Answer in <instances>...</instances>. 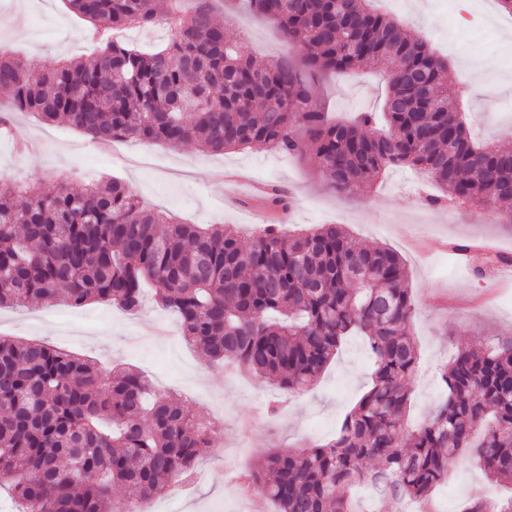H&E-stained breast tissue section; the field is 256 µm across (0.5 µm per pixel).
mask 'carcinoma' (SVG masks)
<instances>
[{
    "instance_id": "cac0c4a2",
    "label": "carcinoma",
    "mask_w": 512,
    "mask_h": 512,
    "mask_svg": "<svg viewBox=\"0 0 512 512\" xmlns=\"http://www.w3.org/2000/svg\"><path fill=\"white\" fill-rule=\"evenodd\" d=\"M101 44L91 60L33 65L0 48V88L16 112L66 121L97 142L137 138L221 153L267 144L309 153L335 189L374 186L409 164L452 204L512 217V149L478 145L448 88L447 65L426 41L369 0H225L271 22L295 56L257 67L225 39L212 0H63ZM162 24L168 44L139 51L116 34ZM389 73L385 133L374 114L333 121L313 101L323 75ZM428 83L420 94L413 76ZM43 193L0 177V307L55 299L141 309L146 286L174 311L186 343L211 362H234L299 394L354 335L373 360L371 384L330 441L275 449L240 476L277 512H352L358 486L379 512L428 505L448 466L468 454L512 486V340L457 349L441 373L446 396L414 429L404 424L406 380L418 362L408 271L385 246L357 249L341 225L288 234L264 226L248 247L233 225L203 228L146 208L114 179L80 192L54 175ZM212 428L141 372L112 368L37 341L0 338V487L17 512H136L189 477ZM130 492L125 501L112 489ZM463 512H512V499Z\"/></svg>"
}]
</instances>
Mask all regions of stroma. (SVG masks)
Returning a JSON list of instances; mask_svg holds the SVG:
<instances>
[{
    "mask_svg": "<svg viewBox=\"0 0 512 512\" xmlns=\"http://www.w3.org/2000/svg\"><path fill=\"white\" fill-rule=\"evenodd\" d=\"M399 23L429 42L448 62V83L467 91V124L479 141L512 148V17L496 0H383ZM224 33L240 42L256 65L291 55L292 48L265 20L248 14L224 17ZM87 24L63 0H0V47L24 61L91 59L97 46ZM388 91L385 71L365 69L316 84L314 98L340 116L380 111ZM0 113L13 123L0 134V173L44 190L53 174H67L81 189L99 176L126 182L149 206L193 224H231L250 243L267 224L304 230L342 224L359 247L383 245L406 264L413 301L412 332L417 369L408 380V427L428 417L443 397L439 371L458 348L483 346L512 336V221L480 207L449 209L432 203L434 182L408 165L386 169L373 188L334 190L312 155H288L267 145L213 154L188 143L176 148L125 141L103 153L67 122L38 123L10 111L0 90ZM38 142L35 151L25 141ZM284 190L285 213L256 208L247 187L226 180L229 171ZM453 243L471 245L468 261ZM0 336L37 339L94 359L103 373L118 364L150 376L159 391L176 396L195 415L212 421V444L196 463L197 475L146 503L147 512H274L259 497L242 499L233 487L238 471L271 448L296 450L324 443L371 383L372 359L362 337L339 349L317 383L289 398L279 415L266 412L277 386L239 370L218 368L187 345L176 314L146 300L127 313L108 302L74 307L54 300L0 309ZM512 490L486 478L471 459L460 458L435 488L430 512H461L466 500H498Z\"/></svg>",
    "mask_w": 512,
    "mask_h": 512,
    "instance_id": "35a3bbf8",
    "label": "stroma"
}]
</instances>
